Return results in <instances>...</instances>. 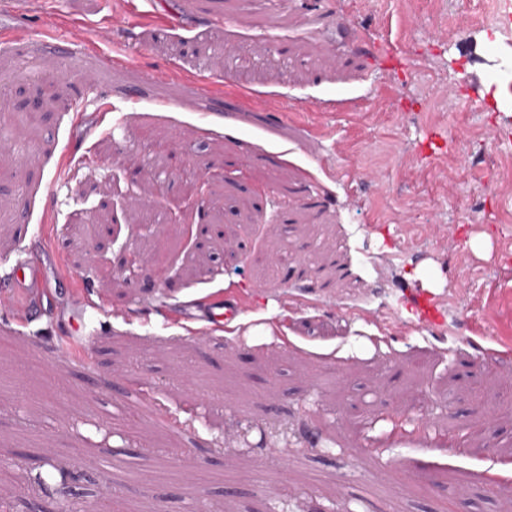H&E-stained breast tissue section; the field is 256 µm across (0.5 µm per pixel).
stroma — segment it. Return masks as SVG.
I'll list each match as a JSON object with an SVG mask.
<instances>
[{"mask_svg":"<svg viewBox=\"0 0 512 512\" xmlns=\"http://www.w3.org/2000/svg\"><path fill=\"white\" fill-rule=\"evenodd\" d=\"M129 2L0 0L8 99L45 95L0 155V262L40 256L53 291L23 333L0 280V512L107 488L120 512H505L512 190L487 168L512 111L456 91L481 37L503 80L512 29H470L488 0ZM62 263L106 312L84 320ZM421 282L443 326L402 307ZM254 288L235 337L173 316ZM84 326L89 368L56 352Z\"/></svg>","mask_w":512,"mask_h":512,"instance_id":"obj_1","label":"stroma"}]
</instances>
